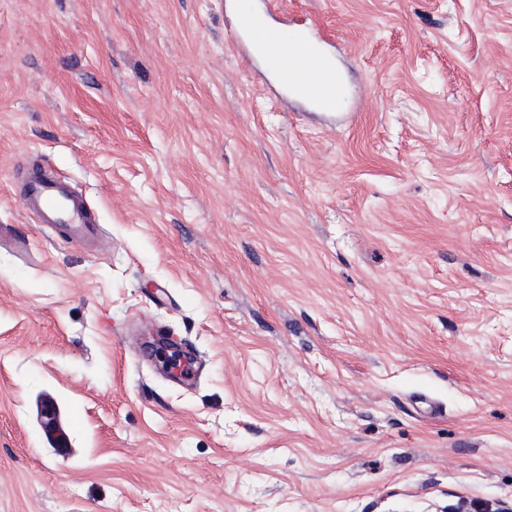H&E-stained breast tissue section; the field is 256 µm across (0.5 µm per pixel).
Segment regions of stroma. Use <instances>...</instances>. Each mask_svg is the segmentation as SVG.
Listing matches in <instances>:
<instances>
[{"label":"stroma","mask_w":512,"mask_h":512,"mask_svg":"<svg viewBox=\"0 0 512 512\" xmlns=\"http://www.w3.org/2000/svg\"><path fill=\"white\" fill-rule=\"evenodd\" d=\"M236 2L0 0V512L512 506V0H281L335 129L266 93ZM36 164L90 238L24 210ZM255 15L252 9L247 6H242L241 11L234 14L233 28L235 30V45L238 49L247 51L248 46L251 50L253 49L247 35H251L258 30ZM42 430L46 441L60 456L70 453V439L68 433L60 426L59 414L56 404L45 401L40 409Z\"/></svg>","instance_id":"obj_1"}]
</instances>
